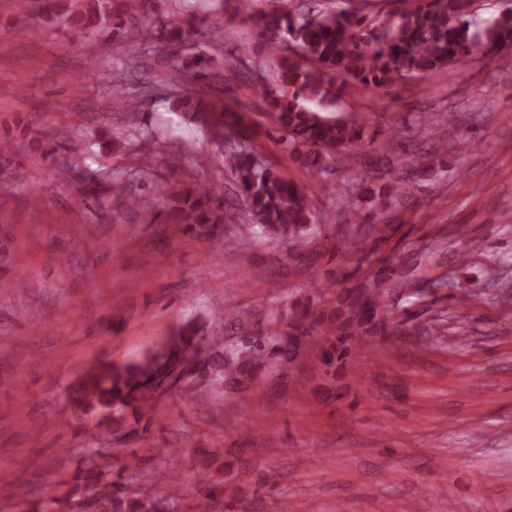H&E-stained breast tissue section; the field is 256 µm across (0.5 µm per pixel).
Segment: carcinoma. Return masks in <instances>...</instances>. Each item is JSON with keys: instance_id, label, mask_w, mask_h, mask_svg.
Instances as JSON below:
<instances>
[{"instance_id": "carcinoma-1", "label": "carcinoma", "mask_w": 512, "mask_h": 512, "mask_svg": "<svg viewBox=\"0 0 512 512\" xmlns=\"http://www.w3.org/2000/svg\"><path fill=\"white\" fill-rule=\"evenodd\" d=\"M407 6L388 13H369L357 8L320 11L309 8L283 12L277 8L258 17H250L264 37L281 36L272 42L275 50L286 48L280 84L264 87L268 111L275 115L280 137L292 164L310 175H320L345 163L352 151L362 145L364 127L335 113L338 91L349 84L365 89L393 88L445 68L462 67L486 57L504 46L512 47V13L504 12L483 28L470 17L476 0H403ZM145 0H49L46 10L34 17V27L45 23L62 32L78 36L107 34L112 41L122 39V17L142 12ZM203 72L194 75L196 85L175 93L169 104L172 111L184 113L190 120L207 125L217 141L233 138L238 142L250 135L249 117L220 100L207 97L201 82ZM154 92L144 83L133 91L122 90L127 129L149 138L142 122L140 102ZM315 108H310L309 104ZM432 166L427 155L413 154L402 163L412 172L399 179L394 192L401 197L412 193L413 173ZM236 184L247 203L250 220L260 231L281 239H298L308 227L320 221L301 187L283 178L265 164L254 149L243 148L231 159ZM81 188L84 199L98 198L105 188L116 196L126 195L120 175L91 170ZM161 212L181 229L217 241L223 224L234 216L224 211L215 199L214 189L199 184L192 190L163 195ZM378 294L360 286L351 289L340 307L325 316L311 317L305 311L295 317L289 329L267 338L246 336L234 345L222 360L204 350L199 327L193 320L160 337L142 358L120 366L102 362L88 383L74 388L80 404L98 403L112 409L115 416L128 411L152 417L154 398L160 381L193 351L194 372H207L212 381L241 382L243 367L259 366L266 353L282 357L280 375L288 373L303 347L317 364L330 368L347 349H338L353 336L383 333L393 335L399 327L377 318ZM126 467L138 469L141 479L152 478L145 459L134 450L124 459ZM84 496L99 512H157V506L131 495L120 482L107 480L106 471H90L83 478ZM68 493L57 495L48 490L45 507L53 512H79Z\"/></svg>"}]
</instances>
